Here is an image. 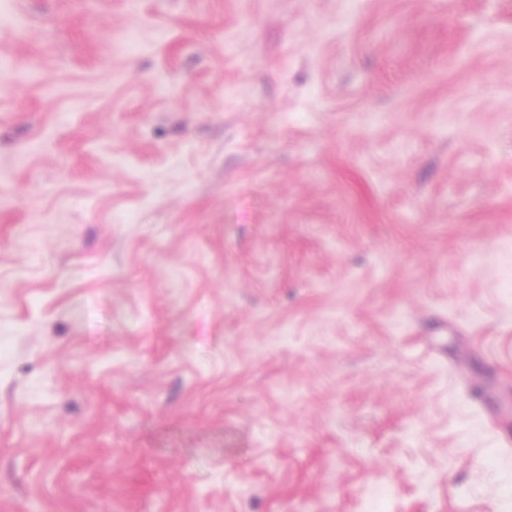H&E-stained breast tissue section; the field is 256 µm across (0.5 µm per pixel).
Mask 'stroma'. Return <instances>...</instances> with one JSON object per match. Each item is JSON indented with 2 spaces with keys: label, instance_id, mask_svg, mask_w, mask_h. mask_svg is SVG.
<instances>
[{
  "label": "stroma",
  "instance_id": "35a3bbf8",
  "mask_svg": "<svg viewBox=\"0 0 512 512\" xmlns=\"http://www.w3.org/2000/svg\"><path fill=\"white\" fill-rule=\"evenodd\" d=\"M512 0H0V512H512Z\"/></svg>",
  "mask_w": 512,
  "mask_h": 512
}]
</instances>
